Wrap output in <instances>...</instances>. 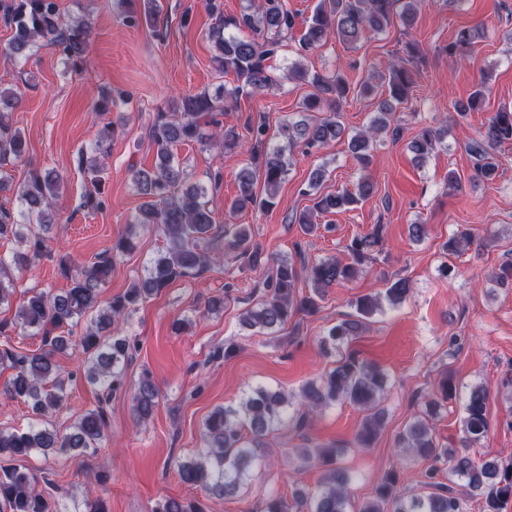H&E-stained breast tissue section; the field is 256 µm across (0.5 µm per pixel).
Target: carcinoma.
<instances>
[{
	"label": "carcinoma",
	"mask_w": 512,
	"mask_h": 512,
	"mask_svg": "<svg viewBox=\"0 0 512 512\" xmlns=\"http://www.w3.org/2000/svg\"><path fill=\"white\" fill-rule=\"evenodd\" d=\"M129 6L128 21L158 29L163 11L160 0H124ZM422 0H318L312 15L303 19L304 32L295 52L299 58L337 39L355 46L369 32H384L394 16L411 27L419 13ZM215 15L208 39L214 53L211 57L215 72L225 77L235 76L238 85L233 92L218 85L177 99L173 111L158 112L150 128V142L155 149L151 168L133 173L135 186L144 198L133 224L125 235L112 245V254L82 267H73L68 260L60 262L62 273L71 279L70 287L58 294L39 291L18 305L13 326L33 330L43 336V351L33 355H18L9 347H0V368L13 370L6 393L12 400L23 401L36 420L25 429L0 428V459L14 460L29 457L34 452L43 455L97 451L107 426L106 414L98 407L87 411L67 432H59L42 424L43 418L57 411L66 398L64 381L54 375L55 355L73 347L81 348L91 362L87 380L106 392L123 385L125 367L132 357L133 345L122 334V325L129 314L146 299L158 294L173 281L194 277L210 268L217 256L208 252L214 220L208 195L218 189L220 172L208 175V184L187 188L186 167L175 154L178 145L196 142L203 146L220 143L224 152L242 151L248 155L236 173L237 195L229 212L248 209L265 211L277 204V191L285 181L290 157L287 153L297 147H325L347 139L348 149L360 171L372 162L373 141L401 139L402 128L392 122L399 105L409 99L415 84V64L422 59L419 45L409 40L402 52L408 65L389 64L387 70L373 75L358 86L349 83L342 67L323 73L310 72L296 62L288 69V78L305 82L313 91L304 101L302 118L287 120L276 133L280 144L269 146L268 127L263 122L246 121L248 136L242 140L233 127L219 128L217 113L225 110L230 94L260 93L278 85L269 60L284 47L288 34L296 25V15L283 0H248L240 15H226L216 0H207ZM4 18L13 30L3 51L18 58H27L38 47L54 48L65 64L77 72L84 64L90 45L91 26L87 19L75 17L63 20L57 0H16L7 7ZM480 37V29L461 28L445 51L451 57L469 55ZM387 91L380 100L370 124L349 135L342 112L349 98H365L379 89ZM485 96V82H480L466 101L456 107L459 115L479 112ZM20 93L12 86L0 84V191H11L19 205V215L0 211V239L13 238L25 244L13 264L0 258V306L9 302L14 288L12 268H23L31 259L44 252L45 236L33 230L39 225L45 231L54 223L52 203L61 190L60 176L53 170L32 168L23 183L13 186L8 167L23 160L28 145L21 130L9 119V112L19 104ZM115 129L109 122L99 129L92 154L80 153L78 168L89 179L92 190L83 195L80 206L99 209L104 204L105 176L103 158ZM448 129H420L408 148L417 162L423 163L443 145ZM512 142V107H503L489 119L481 138L468 144V153L476 159L475 171L480 179L491 180L498 166L490 149ZM326 177L322 167L313 169L302 194L313 198V205L295 215L294 222L311 235L320 227L315 216L333 214L346 207L366 202L376 193L368 177L358 179L354 190L342 189L321 194ZM155 226L167 241L166 250L158 253L143 269V276L123 294L108 300L101 290L112 276L117 259L137 247L139 226ZM251 228L234 224L225 231L224 249L236 254L250 268L268 263L263 254L250 246ZM473 243V236L463 231L443 245L447 252L457 253ZM382 227L376 226L367 234L354 236L346 251L349 262L326 257L315 262L300 258L280 260L272 265V273L264 283V298L255 307L246 309L240 324L246 329L266 333L279 331L298 314H314L325 290L348 282L368 268L377 253L382 252ZM310 282L312 291L302 295L296 291L298 281ZM411 291L405 278L395 280L385 289L389 304H402ZM380 295H364L354 302L357 316L333 326L322 339L325 352L336 345L360 335L364 320L381 310ZM85 324L80 335L74 328ZM387 392L386 373L381 366L367 363L348 354L336 360L335 366L323 377L308 382L301 390L300 408L293 413V396L280 390L258 386L241 399L238 406L220 407L203 421L202 432L207 451L197 459L178 465L182 482L202 488L207 497L223 499L239 494L248 485L250 473L257 460L261 438L278 430L286 422L302 428L307 418L336 404L349 403L361 409L365 416L355 436V444L369 448L380 434L385 410L380 406ZM453 394L450 376L438 383L426 404L427 419H434ZM488 389L479 384L469 389L460 418V443L468 447L488 436L490 423L486 414ZM158 403V389L148 371H143L134 387L133 411L137 419L146 422L153 417ZM427 419L415 417L400 435L398 447L415 460L428 462L424 470L423 491L406 493L399 477L392 472L379 484L374 496L358 508H353L350 479L339 466V448H305L301 457L315 459L324 468L320 489L309 494L300 487L291 492L292 500L269 494L259 512H467L469 500H477L481 512H502L505 499L512 495V462L505 465L497 458L475 460L456 448L439 445L433 426ZM448 468V482L440 479L441 466ZM0 512H60L58 503L45 496L34 485L33 476L24 469L0 466ZM155 512H207L197 500L165 499Z\"/></svg>",
	"instance_id": "carcinoma-1"
}]
</instances>
